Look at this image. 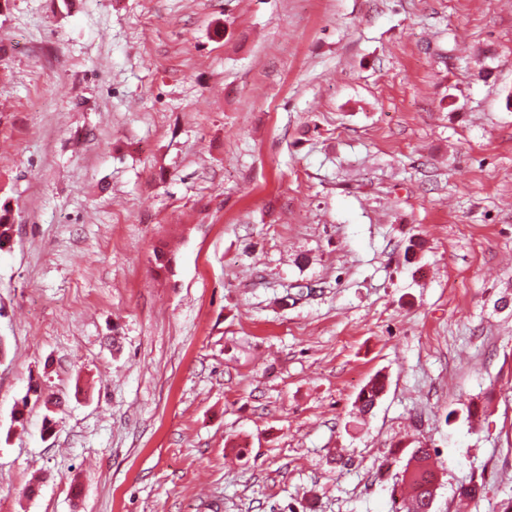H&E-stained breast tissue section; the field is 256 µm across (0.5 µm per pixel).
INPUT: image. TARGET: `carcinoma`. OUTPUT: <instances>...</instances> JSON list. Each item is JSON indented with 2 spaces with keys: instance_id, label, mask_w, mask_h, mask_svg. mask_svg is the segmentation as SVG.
<instances>
[{
  "instance_id": "carcinoma-1",
  "label": "carcinoma",
  "mask_w": 512,
  "mask_h": 512,
  "mask_svg": "<svg viewBox=\"0 0 512 512\" xmlns=\"http://www.w3.org/2000/svg\"><path fill=\"white\" fill-rule=\"evenodd\" d=\"M385 389L384 378L376 375L360 390L359 411L369 412ZM431 449L419 445L409 455L401 479L391 489L392 512H431L436 497V474L430 466Z\"/></svg>"
}]
</instances>
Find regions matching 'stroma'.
Listing matches in <instances>:
<instances>
[{
	"mask_svg": "<svg viewBox=\"0 0 512 512\" xmlns=\"http://www.w3.org/2000/svg\"><path fill=\"white\" fill-rule=\"evenodd\" d=\"M4 202L0 512L512 499V0H9ZM384 389L385 381L382 376L376 375L371 378L358 394L359 411L362 413L369 412L377 403ZM431 457L424 445L411 451L401 479L391 489L392 512H431L437 490Z\"/></svg>",
	"mask_w": 512,
	"mask_h": 512,
	"instance_id": "stroma-1",
	"label": "stroma"
}]
</instances>
